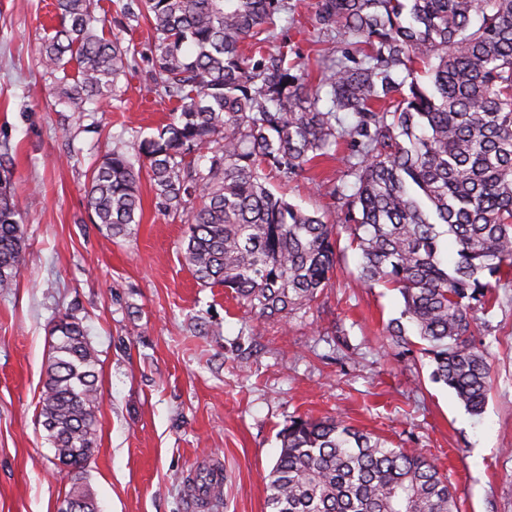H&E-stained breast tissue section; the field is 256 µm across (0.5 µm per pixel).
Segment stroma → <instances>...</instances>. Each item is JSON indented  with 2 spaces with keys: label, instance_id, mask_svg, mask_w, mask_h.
<instances>
[{
  "label": "stroma",
  "instance_id": "stroma-1",
  "mask_svg": "<svg viewBox=\"0 0 512 512\" xmlns=\"http://www.w3.org/2000/svg\"><path fill=\"white\" fill-rule=\"evenodd\" d=\"M277 44L316 76L335 40L315 31L317 0H293ZM119 0H97L113 36L140 58L119 98L69 111L40 64L58 24L51 0H0V145L14 157L13 188L26 249L23 273L0 294V512H57L69 489L38 422L44 366L59 316L80 319L99 364L97 448L82 474L98 512H192L191 476L219 467L217 512H265L266 478L292 417L340 416L394 448H416L448 478L457 512H512V288L474 340L491 367L481 418L433 382L427 357L383 334L399 317L397 291L356 279L348 234L311 308L276 323L221 287L204 288L183 258L185 226L160 211L142 182V217L120 235L91 223L92 165L133 136L156 133L174 102L144 95L154 34L130 28ZM340 177L327 160L273 191L326 214Z\"/></svg>",
  "mask_w": 512,
  "mask_h": 512
}]
</instances>
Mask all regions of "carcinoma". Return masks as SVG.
Segmentation results:
<instances>
[{
    "label": "carcinoma",
    "instance_id": "obj_1",
    "mask_svg": "<svg viewBox=\"0 0 512 512\" xmlns=\"http://www.w3.org/2000/svg\"><path fill=\"white\" fill-rule=\"evenodd\" d=\"M42 49L63 73V102L86 111L117 96L136 45L95 24V0H55ZM286 0H127L154 45L146 91L179 103L171 121L91 171L92 221L119 234L141 217V177L158 207L187 224L184 260L258 316L286 323L311 308L336 270L339 234L359 251L358 279L400 294L384 333L424 342L431 377L473 417L490 366L474 313L512 285V0H317L316 21L345 46L311 83L271 51ZM255 50L246 56L241 46ZM79 79L67 83V65ZM429 77L422 83L418 71ZM352 115L344 123L341 113ZM342 180L328 222L276 195L273 172L298 175L340 143ZM0 152V293L18 284L24 237ZM39 421L70 476L63 502L95 512L80 473L97 447L98 357L81 321H54ZM267 512H453L448 478L421 452L391 448L335 416L294 417L269 475Z\"/></svg>",
    "mask_w": 512,
    "mask_h": 512
}]
</instances>
